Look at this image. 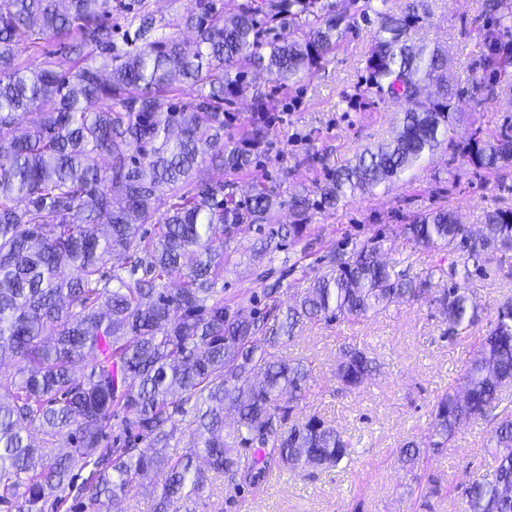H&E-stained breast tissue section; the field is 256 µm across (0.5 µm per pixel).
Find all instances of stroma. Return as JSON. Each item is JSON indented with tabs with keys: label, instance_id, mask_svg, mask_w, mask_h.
I'll return each instance as SVG.
<instances>
[{
	"label": "stroma",
	"instance_id": "stroma-1",
	"mask_svg": "<svg viewBox=\"0 0 512 512\" xmlns=\"http://www.w3.org/2000/svg\"><path fill=\"white\" fill-rule=\"evenodd\" d=\"M425 2L429 13L419 35L445 49L451 60L448 81L464 112L453 137L462 145L473 129L495 131L512 117V92L487 103L467 94L471 77L483 73L478 0ZM374 30L353 16L331 61L293 88H278L258 75L257 88L274 99L276 109L259 160L239 176V184L268 178L280 182L284 196L310 192L356 153L387 141L406 106L384 98L367 81L365 59ZM504 204H512V167L494 178L462 165L451 150L441 148L413 177L348 195L335 210L311 211L309 236L284 242L268 254H259L260 242L279 225L293 223L288 207L277 209L271 223L245 226L224 248V302L233 312L261 309L267 289L273 288L279 302L291 303L325 270L328 253L352 250L378 235L384 261L430 278L434 287H448L450 256L407 245L400 225L417 213L445 206L475 231L487 211ZM469 287L479 321L453 342L429 305L403 304L358 323L310 325L287 345L271 348L274 358L313 363V395L298 415L315 413L336 427L352 442L358 461L345 470H316L307 476L285 472L236 489L219 478L211 497L198 499L192 512H454L460 484L493 466L484 451L491 422L471 420L458 431L454 450L426 454L422 472L438 486L437 494L428 497L420 495L397 450L409 440L427 443L434 397L453 383L473 344L491 330L496 305L512 296V251L498 253L485 275L474 277ZM345 343L357 344L379 365L373 377L351 391L339 389L334 378Z\"/></svg>",
	"mask_w": 512,
	"mask_h": 512
}]
</instances>
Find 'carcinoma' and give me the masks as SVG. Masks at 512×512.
I'll use <instances>...</instances> for the list:
<instances>
[{
	"label": "carcinoma",
	"mask_w": 512,
	"mask_h": 512,
	"mask_svg": "<svg viewBox=\"0 0 512 512\" xmlns=\"http://www.w3.org/2000/svg\"><path fill=\"white\" fill-rule=\"evenodd\" d=\"M127 14L134 36L112 41V0H0V505L8 512H73L105 504L125 512L135 495L162 493L153 512L199 496L214 471L236 487L275 468H348L353 444L319 417L296 422L313 368L270 361L267 343H287L312 322L354 323L370 313L421 302L448 322V340L476 325L468 284L478 264L512 251V206L485 213L477 236L445 206L425 211L401 233L415 247L457 256L449 288L415 280L378 259L370 239L328 257L329 270L293 303L228 313L224 254L244 224H265L288 204L295 221L275 232L295 239L307 214L334 209L347 193L401 179L463 120L454 95L419 101L427 83L448 82V54L416 43L424 4L392 13L374 0H194L184 15L157 21L144 0ZM375 17L366 59L369 84L411 108L392 140L364 149L318 187L319 198L282 200L280 184L256 180L243 196L224 172L254 164L265 142L268 95H253L243 137L224 142L231 107L266 72L278 87L303 81L330 61L350 9ZM489 73L471 96L508 90L512 0H480ZM185 25L193 38L166 29ZM64 41L69 76L52 53L29 64L22 52ZM53 100L32 126L22 114ZM461 164L491 174L512 164V124L474 131ZM217 171L205 176L204 163ZM153 226V231L145 225ZM123 262L108 266L112 254ZM71 269L68 276L61 268ZM377 371L353 344L336 360L339 387L353 390ZM512 382V299L429 411V447L451 448L472 419L493 422L485 451L495 467L465 483L457 512H512V413H495ZM196 404L189 448L174 459L171 423ZM237 416L224 429V410ZM123 429L113 435L112 418ZM41 435L32 440L31 431ZM149 440L150 449L139 448Z\"/></svg>",
	"instance_id": "carcinoma-1"
}]
</instances>
